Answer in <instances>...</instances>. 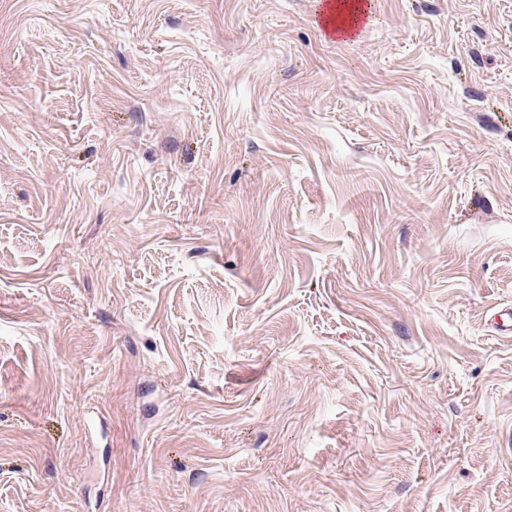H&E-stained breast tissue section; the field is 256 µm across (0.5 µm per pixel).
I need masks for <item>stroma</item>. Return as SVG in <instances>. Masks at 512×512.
I'll use <instances>...</instances> for the list:
<instances>
[{
    "mask_svg": "<svg viewBox=\"0 0 512 512\" xmlns=\"http://www.w3.org/2000/svg\"><path fill=\"white\" fill-rule=\"evenodd\" d=\"M0 0V512H512V0Z\"/></svg>",
    "mask_w": 512,
    "mask_h": 512,
    "instance_id": "35a3bbf8",
    "label": "stroma"
}]
</instances>
